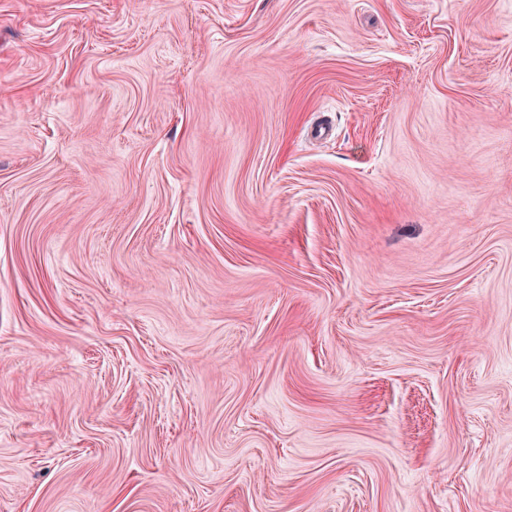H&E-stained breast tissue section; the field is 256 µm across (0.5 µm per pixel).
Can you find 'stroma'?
I'll list each match as a JSON object with an SVG mask.
<instances>
[{"label":"stroma","mask_w":512,"mask_h":512,"mask_svg":"<svg viewBox=\"0 0 512 512\" xmlns=\"http://www.w3.org/2000/svg\"><path fill=\"white\" fill-rule=\"evenodd\" d=\"M0 512H512V0H0Z\"/></svg>","instance_id":"35a3bbf8"}]
</instances>
